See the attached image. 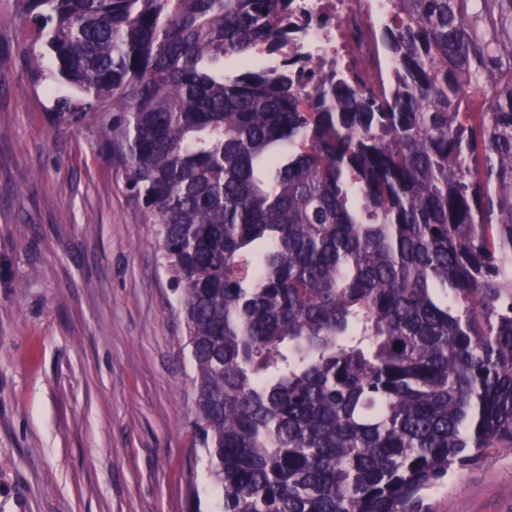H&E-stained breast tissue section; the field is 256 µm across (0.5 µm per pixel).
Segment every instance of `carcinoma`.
I'll return each instance as SVG.
<instances>
[{
    "mask_svg": "<svg viewBox=\"0 0 512 512\" xmlns=\"http://www.w3.org/2000/svg\"><path fill=\"white\" fill-rule=\"evenodd\" d=\"M20 4L60 122L112 113L220 512H420L512 448V0H393V80L309 91L252 59L288 0Z\"/></svg>",
    "mask_w": 512,
    "mask_h": 512,
    "instance_id": "obj_1",
    "label": "carcinoma"
}]
</instances>
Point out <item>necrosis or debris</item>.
I'll use <instances>...</instances> for the list:
<instances>
[{
	"label": "necrosis or debris",
	"mask_w": 512,
	"mask_h": 512,
	"mask_svg": "<svg viewBox=\"0 0 512 512\" xmlns=\"http://www.w3.org/2000/svg\"><path fill=\"white\" fill-rule=\"evenodd\" d=\"M392 0H290L292 31L272 63L294 60V79L313 86L321 74L363 66L374 56L369 27L381 25Z\"/></svg>",
	"instance_id": "4bbe7bcc"
}]
</instances>
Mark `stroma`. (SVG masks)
I'll use <instances>...</instances> for the list:
<instances>
[{"instance_id": "obj_1", "label": "stroma", "mask_w": 512, "mask_h": 512, "mask_svg": "<svg viewBox=\"0 0 512 512\" xmlns=\"http://www.w3.org/2000/svg\"><path fill=\"white\" fill-rule=\"evenodd\" d=\"M0 0V512H217L179 294L98 116L55 121ZM426 512H512V448Z\"/></svg>"}]
</instances>
